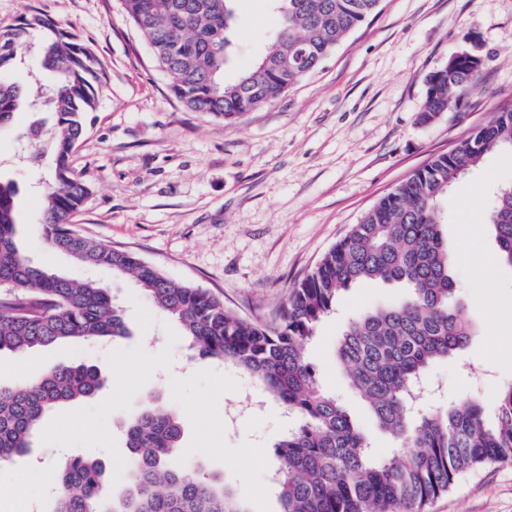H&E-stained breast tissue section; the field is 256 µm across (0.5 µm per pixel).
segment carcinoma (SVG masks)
Masks as SVG:
<instances>
[{
  "instance_id": "obj_1",
  "label": "carcinoma",
  "mask_w": 512,
  "mask_h": 512,
  "mask_svg": "<svg viewBox=\"0 0 512 512\" xmlns=\"http://www.w3.org/2000/svg\"><path fill=\"white\" fill-rule=\"evenodd\" d=\"M232 0H122L170 94L190 112L233 122L275 100L376 14L381 0H274L281 25L248 71L224 81L231 52ZM32 31L42 34L34 69L56 74L46 103L39 88L3 79ZM309 54L294 65L296 45ZM479 69L460 63L427 78L420 120L460 106ZM102 64L76 36L32 13L0 34V129L29 108L31 133L51 157L52 183L38 218L46 244L85 267L129 277L146 298L181 326L193 356L230 363L262 383L295 418L277 443L275 490L281 512H423L469 470L512 459V382L492 411L477 401L421 410V381L437 362L464 349L471 327L454 302L452 251L441 206L448 191L494 148L512 151V104L451 151L439 154L381 197L289 289L270 321L242 317L206 289L178 283L138 255L75 233L71 216L89 194L71 155L96 109ZM17 186L0 181V352L70 340H113L126 334L123 310L108 288L52 276L19 248ZM497 263L512 268V182L499 187L489 213ZM382 280L408 290L396 304L353 319L336 359L368 406L375 425L397 444L376 457L366 434L336 395L318 386L307 345L319 322L336 311L340 291ZM99 366L57 365L14 387L0 386V465L26 454L45 417L62 404L103 388ZM183 427L176 412L148 405L126 429L130 464L114 491L101 461L84 456L57 465L52 512H249L224 477L181 461Z\"/></svg>"
}]
</instances>
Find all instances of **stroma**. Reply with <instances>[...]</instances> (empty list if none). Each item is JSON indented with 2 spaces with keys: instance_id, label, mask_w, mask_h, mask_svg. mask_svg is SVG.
<instances>
[{
  "instance_id": "1",
  "label": "stroma",
  "mask_w": 512,
  "mask_h": 512,
  "mask_svg": "<svg viewBox=\"0 0 512 512\" xmlns=\"http://www.w3.org/2000/svg\"><path fill=\"white\" fill-rule=\"evenodd\" d=\"M233 8L229 81L253 67L280 22L271 0H234ZM34 11L77 34L105 71L72 155L90 188L72 229L134 252L255 320L268 319L381 196L512 103V0H382L314 73L231 123L186 111L170 95L169 76L151 62L120 0H0V32ZM471 36L481 45L477 86L460 108L420 123L428 75ZM31 120L21 110L0 130V178L19 188L20 244L38 265L76 279L90 275L110 288L129 334L0 355L1 386L58 363L96 364L108 377L95 396L55 409L29 454L0 466V512H52L59 455L99 459L120 486L129 458L125 424L153 402L181 418L183 463L224 473L251 512H279L272 477L275 445L291 422L287 411L233 365L194 358L178 323L131 281L108 268L79 267L44 244L35 218L51 162L23 158ZM510 178L512 153L494 149L449 195L443 231L456 249V300L473 333L464 350L429 370L428 404L490 405L512 382V270H480L458 249L468 232L480 236L485 253L495 252L490 199ZM405 295L382 281L343 291L309 346L319 384L342 401L380 456L394 442L349 387L336 343L351 318ZM121 367L126 375L115 379ZM34 465L43 467L44 480L31 479ZM426 512H512V461L466 473Z\"/></svg>"
}]
</instances>
